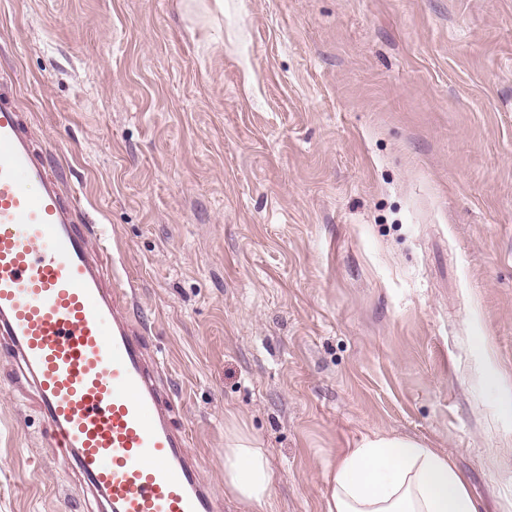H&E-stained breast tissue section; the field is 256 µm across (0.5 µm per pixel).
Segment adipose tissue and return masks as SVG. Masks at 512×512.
<instances>
[{"label":"adipose tissue","instance_id":"adipose-tissue-1","mask_svg":"<svg viewBox=\"0 0 512 512\" xmlns=\"http://www.w3.org/2000/svg\"><path fill=\"white\" fill-rule=\"evenodd\" d=\"M276 482L266 453L247 427L224 428V494L242 512H264ZM325 512H480L448 455L421 440L363 436L336 462Z\"/></svg>","mask_w":512,"mask_h":512}]
</instances>
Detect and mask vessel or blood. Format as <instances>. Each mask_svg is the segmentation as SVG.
Masks as SVG:
<instances>
[{"label": "vessel or blood", "mask_w": 512, "mask_h": 512, "mask_svg": "<svg viewBox=\"0 0 512 512\" xmlns=\"http://www.w3.org/2000/svg\"><path fill=\"white\" fill-rule=\"evenodd\" d=\"M78 215L0 90V350L106 512H222L170 422L163 366L129 318L104 235Z\"/></svg>", "instance_id": "obj_1"}]
</instances>
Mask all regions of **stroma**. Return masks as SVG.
I'll return each mask as SVG.
<instances>
[{"instance_id": "1", "label": "stroma", "mask_w": 512, "mask_h": 512, "mask_svg": "<svg viewBox=\"0 0 512 512\" xmlns=\"http://www.w3.org/2000/svg\"><path fill=\"white\" fill-rule=\"evenodd\" d=\"M0 84L104 232L202 475L325 512L373 432L512 512V0H0ZM0 512H98L0 358ZM229 416V425H224V496L242 512H265L276 474L258 439L233 413Z\"/></svg>"}]
</instances>
